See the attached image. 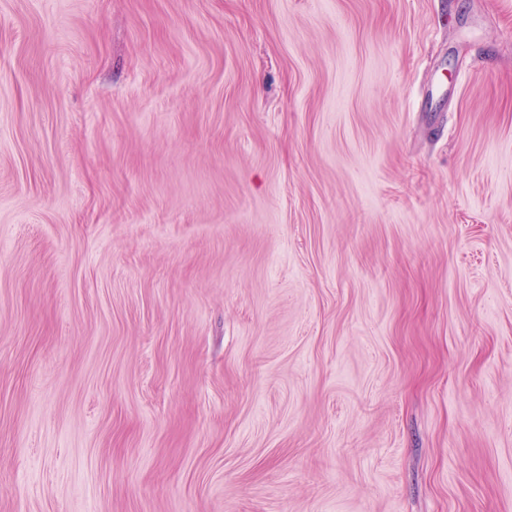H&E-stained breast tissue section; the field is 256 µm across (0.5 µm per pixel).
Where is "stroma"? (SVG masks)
<instances>
[{"instance_id": "1", "label": "stroma", "mask_w": 512, "mask_h": 512, "mask_svg": "<svg viewBox=\"0 0 512 512\" xmlns=\"http://www.w3.org/2000/svg\"><path fill=\"white\" fill-rule=\"evenodd\" d=\"M0 512H512V0H0Z\"/></svg>"}]
</instances>
